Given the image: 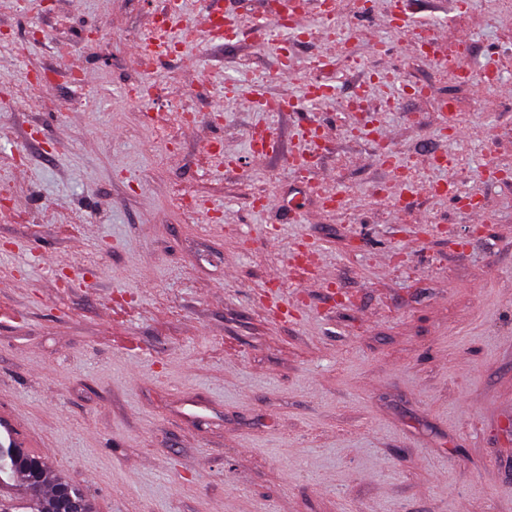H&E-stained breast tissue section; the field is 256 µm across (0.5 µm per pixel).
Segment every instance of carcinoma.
I'll return each mask as SVG.
<instances>
[{"instance_id":"1","label":"carcinoma","mask_w":512,"mask_h":512,"mask_svg":"<svg viewBox=\"0 0 512 512\" xmlns=\"http://www.w3.org/2000/svg\"><path fill=\"white\" fill-rule=\"evenodd\" d=\"M37 467L43 476L42 482L48 483V470L42 458L30 455L20 448L0 447V473L12 480L19 479L21 492L4 497L9 502L13 512H58L59 501L55 489H43L38 496L28 493L27 478L30 470Z\"/></svg>"}]
</instances>
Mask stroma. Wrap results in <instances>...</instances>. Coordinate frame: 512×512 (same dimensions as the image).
<instances>
[{
    "mask_svg": "<svg viewBox=\"0 0 512 512\" xmlns=\"http://www.w3.org/2000/svg\"><path fill=\"white\" fill-rule=\"evenodd\" d=\"M387 2L138 59L162 0H0V414L93 512H512V96L439 64L512 86V0Z\"/></svg>",
    "mask_w": 512,
    "mask_h": 512,
    "instance_id": "obj_1",
    "label": "stroma"
}]
</instances>
